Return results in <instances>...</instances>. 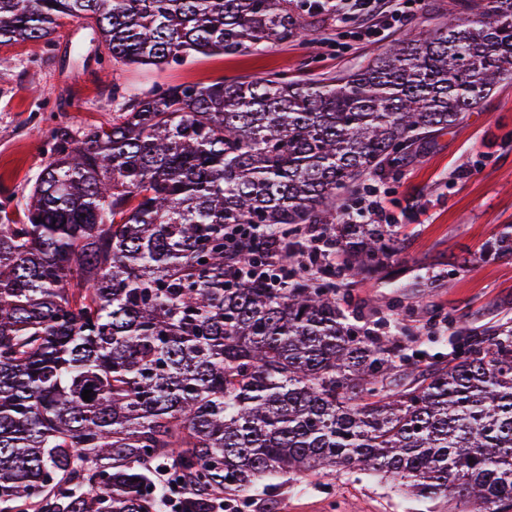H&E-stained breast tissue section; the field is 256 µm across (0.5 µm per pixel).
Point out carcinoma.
I'll return each mask as SVG.
<instances>
[{"mask_svg":"<svg viewBox=\"0 0 512 512\" xmlns=\"http://www.w3.org/2000/svg\"><path fill=\"white\" fill-rule=\"evenodd\" d=\"M334 0H0V46L66 21L162 68L302 36ZM512 77V0L410 33L335 78L183 83L52 131L20 220L0 213V512H217L259 481L364 470L473 512L512 506V326L400 387L398 346L349 321L336 272L252 270L298 225L358 275L390 224L338 192ZM245 224L224 248V226ZM512 255V225L483 249ZM92 390L90 401L82 392Z\"/></svg>","mask_w":512,"mask_h":512,"instance_id":"carcinoma-1","label":"carcinoma"}]
</instances>
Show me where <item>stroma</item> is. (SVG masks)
<instances>
[{
	"label": "stroma",
	"mask_w": 512,
	"mask_h": 512,
	"mask_svg": "<svg viewBox=\"0 0 512 512\" xmlns=\"http://www.w3.org/2000/svg\"><path fill=\"white\" fill-rule=\"evenodd\" d=\"M486 0H421L375 43L356 42L358 16L304 19V36L248 52L195 55L160 69L98 64L93 30L69 23L54 42L0 46V210L22 211L61 124L110 123L113 85L129 95L158 85L207 84L284 74L339 76L367 64L405 34L448 17L472 18ZM360 221L394 225L398 253L374 276L340 275L336 300L350 320L388 336L405 370L448 359L464 337L512 325V256L486 261L482 249L512 225V78L449 128L412 145L404 162L361 177ZM244 512H465L462 502L417 498L392 480L339 472L292 475L245 493Z\"/></svg>",
	"instance_id": "obj_1"
}]
</instances>
